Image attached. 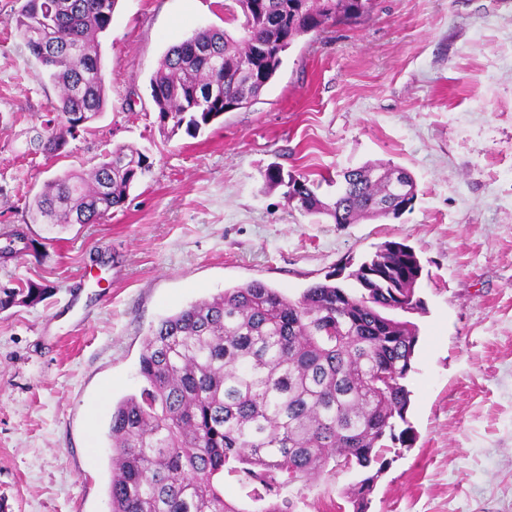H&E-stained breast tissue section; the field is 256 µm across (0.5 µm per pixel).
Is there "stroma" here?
<instances>
[{"label":"stroma","instance_id":"1","mask_svg":"<svg viewBox=\"0 0 512 512\" xmlns=\"http://www.w3.org/2000/svg\"><path fill=\"white\" fill-rule=\"evenodd\" d=\"M233 0H119L100 37L108 104L62 155L27 153L57 90L0 0V285L44 301L0 310V512H111L113 405L138 393L159 321L259 279L295 299L387 241L424 266L407 414L368 512H512V0H374L368 16L300 37L260 100L196 136L165 137L149 77L193 32L227 28ZM129 145L151 169L100 224L49 241L25 205L45 183ZM388 162L412 173L399 217L336 224L289 207L263 172L318 181ZM355 470L324 471L293 512H336Z\"/></svg>","mask_w":512,"mask_h":512}]
</instances>
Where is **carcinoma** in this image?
I'll list each match as a JSON object with an SVG mask.
<instances>
[{
    "label": "carcinoma",
    "mask_w": 512,
    "mask_h": 512,
    "mask_svg": "<svg viewBox=\"0 0 512 512\" xmlns=\"http://www.w3.org/2000/svg\"><path fill=\"white\" fill-rule=\"evenodd\" d=\"M236 30L205 28L162 55L149 84L159 123L189 136L251 106L301 36L369 13L372 0H234ZM118 0H23L18 37L36 57L39 77L58 89L52 114L27 147L52 158L104 112L107 88L99 37ZM151 168L140 149L101 154L84 177L65 172L28 203L33 220L60 229L99 224L124 206ZM331 203L315 183L269 166L271 187L288 205L336 224L398 217L413 207L417 184L380 162L346 169ZM423 266L414 248L387 241L352 273L360 294L334 283L310 285L290 299L261 280L224 289L163 319L143 342L140 393L112 410V512H243L224 500V472L268 500L262 512H287L282 493L309 487L329 464L364 478L345 492L353 512L387 467L385 439L410 440L406 421L418 329L390 320L397 304L423 309ZM49 289L0 288V310L35 305Z\"/></svg>",
    "instance_id": "carcinoma-1"
}]
</instances>
